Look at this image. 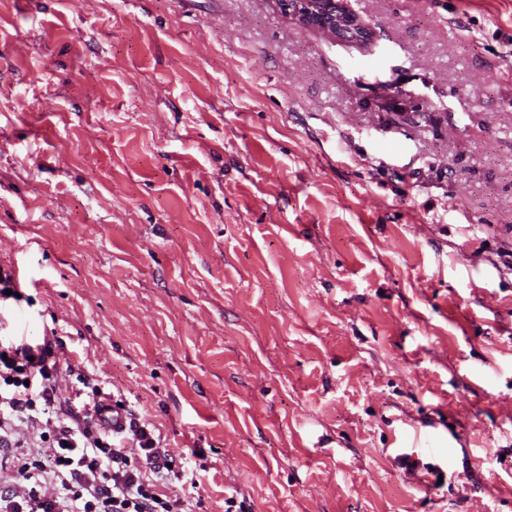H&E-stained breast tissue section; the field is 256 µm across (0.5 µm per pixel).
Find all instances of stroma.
<instances>
[{"label": "stroma", "instance_id": "obj_1", "mask_svg": "<svg viewBox=\"0 0 512 512\" xmlns=\"http://www.w3.org/2000/svg\"><path fill=\"white\" fill-rule=\"evenodd\" d=\"M345 2L0 0V338L188 512H512V0ZM282 9L304 26L332 37L364 39L371 31L363 18L336 0H277Z\"/></svg>", "mask_w": 512, "mask_h": 512}]
</instances>
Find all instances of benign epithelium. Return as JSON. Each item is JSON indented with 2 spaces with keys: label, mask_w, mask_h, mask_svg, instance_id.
Returning a JSON list of instances; mask_svg holds the SVG:
<instances>
[{
  "label": "benign epithelium",
  "mask_w": 512,
  "mask_h": 512,
  "mask_svg": "<svg viewBox=\"0 0 512 512\" xmlns=\"http://www.w3.org/2000/svg\"><path fill=\"white\" fill-rule=\"evenodd\" d=\"M282 9L304 26L332 37L364 39L371 31L363 18L341 0H277Z\"/></svg>",
  "instance_id": "benign-epithelium-1"
}]
</instances>
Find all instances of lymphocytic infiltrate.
<instances>
[{"mask_svg": "<svg viewBox=\"0 0 512 512\" xmlns=\"http://www.w3.org/2000/svg\"><path fill=\"white\" fill-rule=\"evenodd\" d=\"M58 343L54 335L34 345L0 342V455L21 481L0 490V512H185L183 501L165 491L173 459L152 431L133 422V447L108 442L96 385L75 389L80 408L58 401ZM23 425L44 427L48 448L8 439ZM49 480L50 495L41 490Z\"/></svg>", "mask_w": 512, "mask_h": 512, "instance_id": "f902f5d3", "label": "lymphocytic infiltrate"}]
</instances>
